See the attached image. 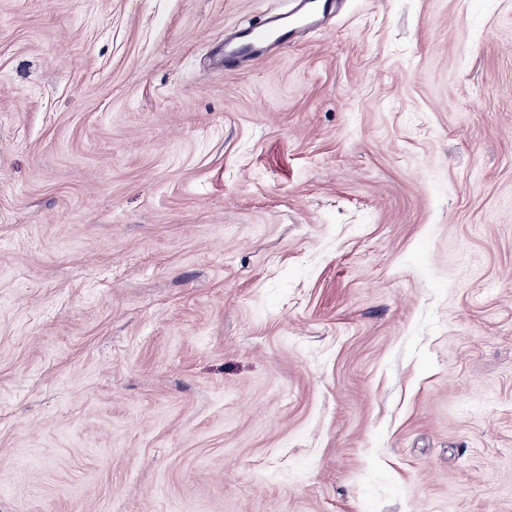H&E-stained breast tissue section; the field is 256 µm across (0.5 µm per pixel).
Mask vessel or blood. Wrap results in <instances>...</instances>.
Segmentation results:
<instances>
[{"label": "vessel or blood", "mask_w": 512, "mask_h": 512, "mask_svg": "<svg viewBox=\"0 0 512 512\" xmlns=\"http://www.w3.org/2000/svg\"><path fill=\"white\" fill-rule=\"evenodd\" d=\"M288 10L268 16L259 25L238 31L234 40L224 46L225 68H235L255 61L272 47H285L296 42L308 28L336 9V0H289Z\"/></svg>", "instance_id": "vessel-or-blood-1"}]
</instances>
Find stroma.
<instances>
[{
	"mask_svg": "<svg viewBox=\"0 0 512 512\" xmlns=\"http://www.w3.org/2000/svg\"><path fill=\"white\" fill-rule=\"evenodd\" d=\"M0 0V512H512V0ZM288 3L291 4L288 10L268 16L259 25L241 29L232 42L225 44V69L255 61L271 47L292 45L305 30L321 24L335 12L337 2L289 0Z\"/></svg>",
	"mask_w": 512,
	"mask_h": 512,
	"instance_id": "35a3bbf8",
	"label": "stroma"
}]
</instances>
